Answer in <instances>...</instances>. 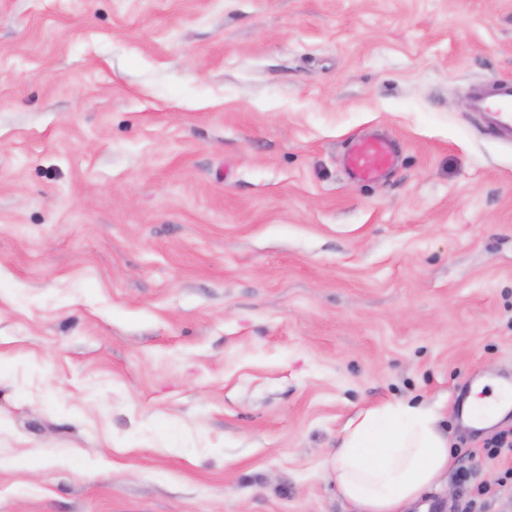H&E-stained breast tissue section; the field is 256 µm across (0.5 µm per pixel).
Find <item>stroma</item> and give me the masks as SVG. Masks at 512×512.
<instances>
[{
  "label": "stroma",
  "mask_w": 512,
  "mask_h": 512,
  "mask_svg": "<svg viewBox=\"0 0 512 512\" xmlns=\"http://www.w3.org/2000/svg\"><path fill=\"white\" fill-rule=\"evenodd\" d=\"M508 80L512 0H0V512H353L389 400L512 512V412L460 408L512 380ZM471 108L482 123L504 141L512 139V83L479 84L471 95ZM345 165L353 179L377 181L395 165V152L388 138L374 134L355 141L345 155ZM486 383L495 386L493 397H479L482 387ZM512 405V398L506 390L495 380L481 382L474 389L473 395L469 399L468 409L470 411L472 422L480 427H485L501 418Z\"/></svg>",
  "instance_id": "stroma-1"
}]
</instances>
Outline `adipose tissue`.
Masks as SVG:
<instances>
[{
  "mask_svg": "<svg viewBox=\"0 0 512 512\" xmlns=\"http://www.w3.org/2000/svg\"><path fill=\"white\" fill-rule=\"evenodd\" d=\"M450 441L432 408L406 401L359 410L344 426L329 477L355 512H406L441 486Z\"/></svg>",
  "mask_w": 512,
  "mask_h": 512,
  "instance_id": "adipose-tissue-1",
  "label": "adipose tissue"
}]
</instances>
